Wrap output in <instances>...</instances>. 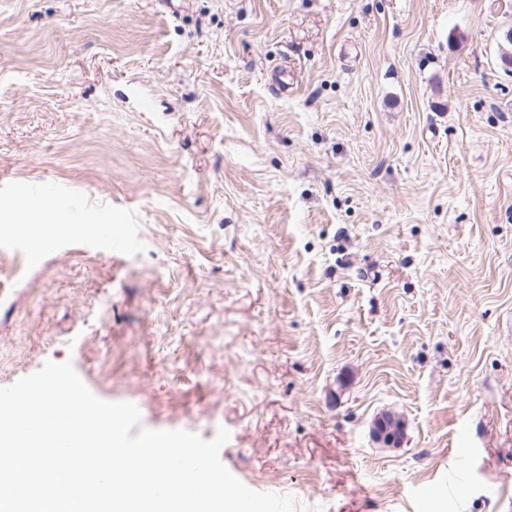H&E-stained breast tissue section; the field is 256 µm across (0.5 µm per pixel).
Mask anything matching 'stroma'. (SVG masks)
I'll return each mask as SVG.
<instances>
[{"instance_id":"1","label":"stroma","mask_w":512,"mask_h":512,"mask_svg":"<svg viewBox=\"0 0 512 512\" xmlns=\"http://www.w3.org/2000/svg\"><path fill=\"white\" fill-rule=\"evenodd\" d=\"M510 30L512 0H0V205L41 186L61 227L0 223V387L72 362L310 510L512 512ZM373 436L387 447H401L404 441L402 421L390 414L378 418L374 423Z\"/></svg>"}]
</instances>
